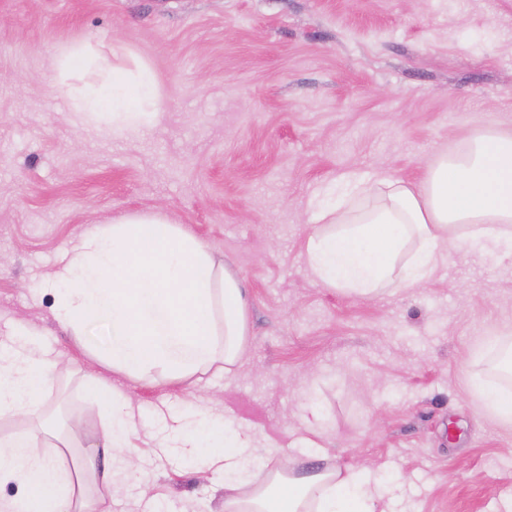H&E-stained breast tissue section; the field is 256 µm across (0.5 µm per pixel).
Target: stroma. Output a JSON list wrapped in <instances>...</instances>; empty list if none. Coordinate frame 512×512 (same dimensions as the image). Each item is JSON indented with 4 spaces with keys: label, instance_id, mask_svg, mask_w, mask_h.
<instances>
[{
    "label": "stroma",
    "instance_id": "35a3bbf8",
    "mask_svg": "<svg viewBox=\"0 0 512 512\" xmlns=\"http://www.w3.org/2000/svg\"><path fill=\"white\" fill-rule=\"evenodd\" d=\"M72 41L153 70L155 124L73 122L54 87ZM512 128V0H0V340L37 326L66 371L46 398L89 453L123 394L141 471L91 486L97 512H224V476L169 447L188 403L290 472L350 464L384 512H512V426L474 384L512 387L487 342L512 330V255L449 252L420 285L326 288L305 248L310 198L351 173L419 182L486 127ZM164 211L247 291L230 372L112 370L107 326L75 346L47 283L94 224Z\"/></svg>",
    "mask_w": 512,
    "mask_h": 512
}]
</instances>
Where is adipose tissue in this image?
<instances>
[{"mask_svg":"<svg viewBox=\"0 0 512 512\" xmlns=\"http://www.w3.org/2000/svg\"><path fill=\"white\" fill-rule=\"evenodd\" d=\"M125 50L87 42L64 45L55 63V88L75 118L119 135L152 125L161 99L152 71L125 64ZM356 208L333 192L315 202L316 230L306 263L322 286L368 297L401 282H422L449 250L465 244L488 255L512 252V129L487 128L453 155H441L415 184L387 177L350 176ZM54 317L82 344L86 326L108 319L112 342L106 359L130 375L160 368L171 375L232 367L241 358L248 313L239 280L198 240L164 213L125 214L88 230L50 283ZM61 373L57 358L38 352L35 330L0 342V417L40 418L50 384ZM109 420L101 458H41L31 452L32 433L0 436V483L19 495L0 512H94L88 483L110 484L113 463L136 466L126 446L130 428L126 398L93 382L88 386ZM192 426L175 417L174 431L201 449L224 432V512H380L382 494L352 469L312 470L300 477L265 471L248 440L201 412Z\"/></svg>","mask_w":512,"mask_h":512,"instance_id":"adipose-tissue-1","label":"adipose tissue"}]
</instances>
